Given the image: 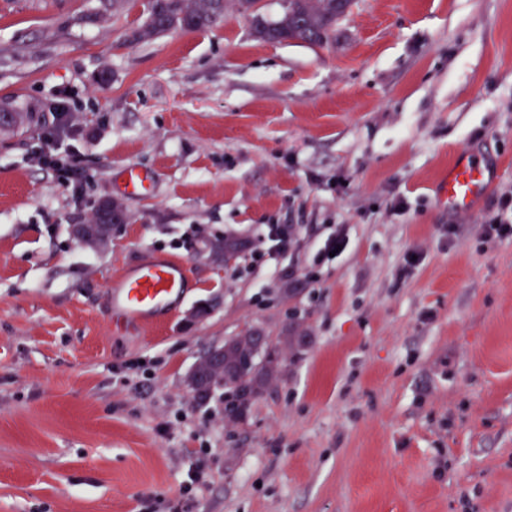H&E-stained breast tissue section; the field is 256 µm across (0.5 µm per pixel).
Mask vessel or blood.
<instances>
[{"instance_id":"1","label":"vessel or blood","mask_w":512,"mask_h":512,"mask_svg":"<svg viewBox=\"0 0 512 512\" xmlns=\"http://www.w3.org/2000/svg\"><path fill=\"white\" fill-rule=\"evenodd\" d=\"M496 177L488 160L470 151L461 152L440 181V201L452 211L475 209ZM184 281L183 264L163 257L147 259L112 281L109 303L125 322L146 325L159 309L176 304Z\"/></svg>"}]
</instances>
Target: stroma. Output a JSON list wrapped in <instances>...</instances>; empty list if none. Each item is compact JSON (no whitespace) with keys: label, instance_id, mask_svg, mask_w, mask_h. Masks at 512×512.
Listing matches in <instances>:
<instances>
[{"label":"stroma","instance_id":"stroma-1","mask_svg":"<svg viewBox=\"0 0 512 512\" xmlns=\"http://www.w3.org/2000/svg\"><path fill=\"white\" fill-rule=\"evenodd\" d=\"M146 9L0 0V107L26 117L0 136V512H512V240L480 234L512 191V0H356L323 46L232 7L131 41ZM60 96L77 188L32 159ZM465 150L500 176L460 214L437 180ZM104 198L127 220L93 249L71 227ZM269 224L299 230L273 261ZM218 236L246 246L215 262ZM155 256L182 300L117 326L109 284ZM252 328L308 342L230 424L187 377ZM348 243L349 239L344 229L336 230V233L328 236L319 246L315 255L317 262L324 263L334 260L346 250ZM333 250H336V255L330 257L329 253H333Z\"/></svg>","mask_w":512,"mask_h":512}]
</instances>
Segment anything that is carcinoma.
<instances>
[{
    "label": "carcinoma",
    "mask_w": 512,
    "mask_h": 512,
    "mask_svg": "<svg viewBox=\"0 0 512 512\" xmlns=\"http://www.w3.org/2000/svg\"><path fill=\"white\" fill-rule=\"evenodd\" d=\"M353 0H285L282 13L269 19L255 8V0H236L238 11L250 16L254 35L264 41L284 40L321 46L350 10ZM230 0H150L143 23L132 31L136 42L149 41L177 30H200L214 26L224 17ZM300 336H283L279 344L259 351L254 333L234 336L224 350V419L244 420L253 403L281 372V348L297 349ZM219 372L207 355H202L189 376L192 391L200 401L216 389Z\"/></svg>",
    "instance_id": "obj_1"
}]
</instances>
